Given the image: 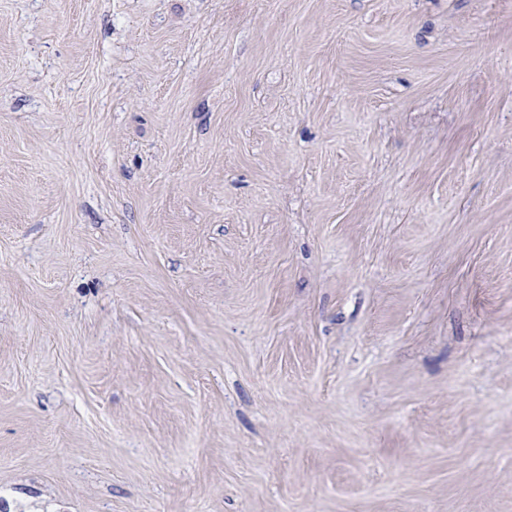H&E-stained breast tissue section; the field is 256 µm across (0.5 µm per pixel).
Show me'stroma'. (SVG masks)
I'll use <instances>...</instances> for the list:
<instances>
[{"label":"stroma","instance_id":"stroma-1","mask_svg":"<svg viewBox=\"0 0 512 512\" xmlns=\"http://www.w3.org/2000/svg\"><path fill=\"white\" fill-rule=\"evenodd\" d=\"M0 512H512V0H0Z\"/></svg>","mask_w":512,"mask_h":512}]
</instances>
